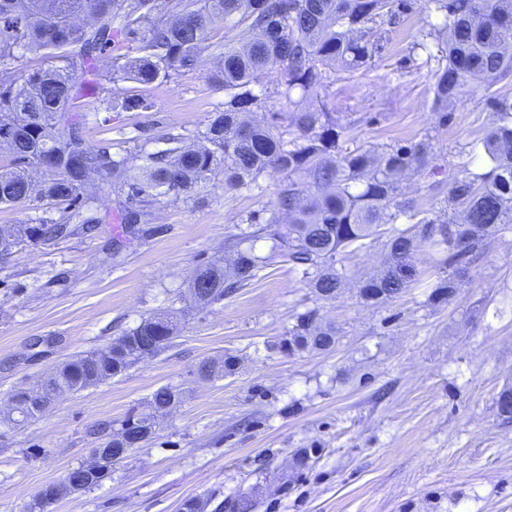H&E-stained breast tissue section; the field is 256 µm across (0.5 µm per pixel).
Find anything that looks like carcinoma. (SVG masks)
I'll list each match as a JSON object with an SVG mask.
<instances>
[{"label": "carcinoma", "instance_id": "obj_1", "mask_svg": "<svg viewBox=\"0 0 512 512\" xmlns=\"http://www.w3.org/2000/svg\"><path fill=\"white\" fill-rule=\"evenodd\" d=\"M443 14L434 33L446 35V64L434 74L433 101L442 119L452 118L453 107L466 91L482 92L491 110L483 138L488 160L453 184L448 202L453 218L438 222L405 197L399 177L419 173L431 162L428 139L384 151H339L347 126L320 102L296 112H271L262 123L242 115L262 104L256 90L262 75L276 72L283 95L299 89L316 96L327 79V69L340 66L358 70L371 64L382 48L380 26L409 8L408 0H179L173 19L159 18L157 0H0V129L10 130L0 147L8 149L10 163L0 166V205L41 209L48 205L54 217L21 226L13 239L38 243L71 233L70 224L92 230L96 218L81 215L92 196L85 193L90 174L116 183L124 197L122 220L138 224L157 195H192L218 173L228 190L250 185L273 170L288 175L279 192L278 210L288 215L285 229L271 217L252 221L243 242L264 235L279 241L288 261L301 269L304 280L322 300L336 297L351 281L337 267L346 257L367 247L388 224H407L388 237L386 263L377 274L354 282L358 296L382 304L417 280L412 259L422 247L441 256V264L459 266L476 254L502 224H512V98L493 87L512 78V0H431ZM247 23L235 44L224 46L208 79L224 88L227 99L201 134L202 144L170 147L142 157L130 173L128 158L112 155V145L85 143L81 100L89 91L86 76L97 75L100 58L123 43L132 55L112 58L111 75L121 74L143 87L195 67L205 51L210 26L232 19ZM44 60L30 65L27 55ZM151 107L142 94L126 95L108 103L110 112H138ZM44 168V180L35 183L29 170ZM265 258L252 249L236 250L230 267L197 269L192 297L213 303L257 275ZM458 289L450 273L434 286L431 298L444 302ZM176 330L170 317L154 314L103 348L85 352L67 363L53 379L57 394L78 393L124 373L135 361L121 349L142 341L141 355L152 357L169 345ZM335 325L323 321L318 310L296 317L278 348L292 354L329 351L336 345ZM236 358L227 356L216 366L199 365L202 378L234 371ZM181 401L169 386L158 388L151 412L128 417L114 432L106 424L92 431L102 448H119L140 439L150 441L158 426L157 414ZM19 416L0 419L14 428L38 418L26 407L24 393L11 395ZM112 475V462L97 474L81 465L69 471L80 478L76 485L49 484L44 494L54 498L85 492Z\"/></svg>", "mask_w": 512, "mask_h": 512}]
</instances>
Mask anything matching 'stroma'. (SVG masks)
Segmentation results:
<instances>
[{
  "mask_svg": "<svg viewBox=\"0 0 512 512\" xmlns=\"http://www.w3.org/2000/svg\"><path fill=\"white\" fill-rule=\"evenodd\" d=\"M386 26L372 64L332 70L319 100L349 129L345 149L429 138L431 165L404 180L408 198L441 214L468 153H482L490 122L480 94L463 96L441 122L433 76L443 63L436 39L416 48L420 32L440 24L430 0ZM227 22L209 28L197 66L145 89L144 112H108L105 100L134 90L100 64L83 100L87 144L111 143L131 166L166 146L192 143L214 113L222 87L207 75L216 47L236 39ZM283 174L228 191L223 175L199 195L159 196L144 224L122 223L117 197L100 177L93 231L58 241L24 242L0 260V412L10 394L72 356L108 345L146 317L169 311L178 331L170 347L121 376L59 397L35 421L0 426V512H27L45 486L88 463V435L102 421L120 425L143 411L159 387L182 401L164 414L154 438L114 466L91 490L64 495L46 512H180L197 498L252 499L253 512H512V418L496 401L512 390V225L500 228L468 263L450 301L430 287L442 269L426 251L415 265L426 287L410 285L378 306L348 288L316 298L274 241L253 242L266 264L224 300L203 305L189 290L196 268L230 264V241L249 218L277 210ZM317 309L338 331L326 352L273 350L296 314ZM237 357L234 373L204 380L201 362ZM316 454L298 465L299 449Z\"/></svg>",
  "mask_w": 512,
  "mask_h": 512,
  "instance_id": "stroma-1",
  "label": "stroma"
}]
</instances>
